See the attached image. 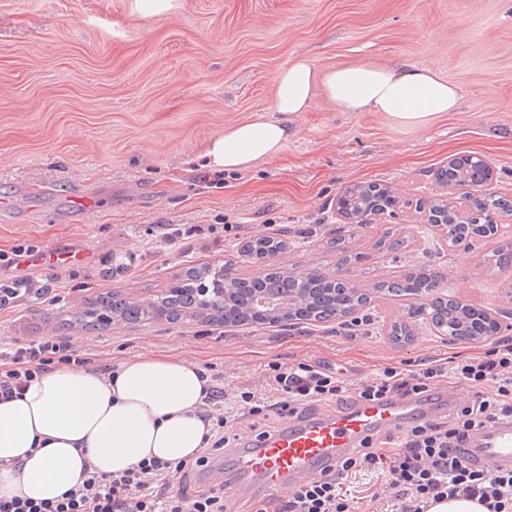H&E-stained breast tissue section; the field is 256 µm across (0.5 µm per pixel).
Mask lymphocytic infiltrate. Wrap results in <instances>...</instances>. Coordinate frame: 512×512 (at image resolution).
<instances>
[{"label": "lymphocytic infiltrate", "mask_w": 512, "mask_h": 512, "mask_svg": "<svg viewBox=\"0 0 512 512\" xmlns=\"http://www.w3.org/2000/svg\"><path fill=\"white\" fill-rule=\"evenodd\" d=\"M85 366L82 356L62 339L13 342L0 350V396L20 391L52 363ZM272 394L252 391L226 403L223 389L212 388L206 418L211 421L213 450L223 449L227 436L244 420L275 414L297 416L319 403L377 402L389 398L431 395L437 386L461 384L472 398L462 408L412 425L397 435L364 442L336 473H325L277 500L273 512H355L343 490L349 471L382 472L395 492V512H426L429 502L450 497L477 499L486 512H512V470L474 469L458 450L468 435L484 425L512 418V336L494 338L484 355L466 360L451 356L421 363L418 369L386 368L356 383L338 370L300 363L280 370ZM190 466L159 460L142 461L105 478L86 469L81 485L55 501L34 502L0 497V512H226L222 489H193Z\"/></svg>", "instance_id": "obj_1"}]
</instances>
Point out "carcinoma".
Listing matches in <instances>:
<instances>
[{"label": "carcinoma", "instance_id": "obj_1", "mask_svg": "<svg viewBox=\"0 0 512 512\" xmlns=\"http://www.w3.org/2000/svg\"><path fill=\"white\" fill-rule=\"evenodd\" d=\"M441 178L449 188L467 186L475 191L481 190V178L470 167L458 161L440 171ZM388 197L395 196V189L389 186L375 184H356L352 186L349 198L353 200L351 213L359 221L363 220L379 200V194ZM476 210L480 212L492 210L501 217L512 216V206L502 197L492 194L480 196ZM376 247L388 252H398L406 247V240L387 232ZM285 250L283 241L271 236L257 237L244 246V251L254 263L265 265L268 259ZM512 262V248L501 245L495 250L491 265L499 271L509 269ZM446 274L436 268H420L408 271L394 280L382 281L375 285L378 292L392 297L423 296L431 298L435 318L441 323H447L448 331L458 336H469L472 325L477 323L479 315L474 310L462 308L454 300L444 298L440 290L443 288ZM327 273L313 269L301 278L293 277L285 272H268L260 277L243 278L232 273L231 264H204L188 268L177 283L159 296L151 297L139 303L128 302L119 296L99 297L91 303L84 313L56 323L59 330H68L80 325L87 329L96 324L118 322L122 324H138L147 321L178 322L186 317H202L208 321L221 322L224 320L226 304L222 299L213 297L209 302L202 301L198 294L200 288H230L232 302L237 309L249 311V298L256 291L270 295L278 300H287L298 289L305 288L311 295L313 306L300 311V319L316 322L331 320L355 319L358 313L368 303L366 296H350L338 291L332 292L329 287Z\"/></svg>", "mask_w": 512, "mask_h": 512}]
</instances>
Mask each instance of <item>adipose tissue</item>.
Wrapping results in <instances>:
<instances>
[{
    "label": "adipose tissue",
    "mask_w": 512,
    "mask_h": 512,
    "mask_svg": "<svg viewBox=\"0 0 512 512\" xmlns=\"http://www.w3.org/2000/svg\"><path fill=\"white\" fill-rule=\"evenodd\" d=\"M322 91L346 112H379L419 128L455 111L458 85L425 66H341L289 62L276 77L274 113L233 124L206 153L215 170L245 171L279 154L292 119ZM212 382L189 363L142 356L109 370L59 365L18 397L0 398V496L55 500L83 481L84 463L113 476L151 458L199 455L211 428L204 407Z\"/></svg>",
    "instance_id": "adipose-tissue-1"
}]
</instances>
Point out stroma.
Masks as SVG:
<instances>
[{"mask_svg":"<svg viewBox=\"0 0 512 512\" xmlns=\"http://www.w3.org/2000/svg\"><path fill=\"white\" fill-rule=\"evenodd\" d=\"M295 58L321 69L404 62L433 69L461 88L457 111L421 128L375 112H344L316 94L293 118L294 137L274 158L243 173L204 167L201 155L226 127L271 115L275 77ZM478 155L496 171L488 190L512 194V0H0V285L16 276L15 247L82 241L90 260L34 268L48 285L0 307V342L55 335L54 316L84 311L117 292L138 302L166 292L188 267L235 259L237 275L258 269L238 253L245 240L288 244L277 265L353 278L370 294L371 334L336 325L224 330L200 318L136 328L112 324L68 337L94 366L169 355L216 377L219 387L264 393L274 366L302 360L341 369L352 381L432 356H476L486 344L451 343L415 321L394 344L388 329L409 302L374 292L375 282L431 265L443 291L508 310L503 282L484 260L500 239L448 250L430 234L418 200H433L436 171ZM398 192L394 215L347 228L352 256L328 248L336 200L349 186ZM98 191L84 223L68 195ZM171 224L207 229L206 246L162 242ZM406 237L400 254L376 248L386 232ZM383 474L349 475L359 512H386Z\"/></svg>","mask_w":512,"mask_h":512,"instance_id":"stroma-1","label":"stroma"}]
</instances>
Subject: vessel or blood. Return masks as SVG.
Wrapping results in <instances>:
<instances>
[{
	"mask_svg": "<svg viewBox=\"0 0 512 512\" xmlns=\"http://www.w3.org/2000/svg\"><path fill=\"white\" fill-rule=\"evenodd\" d=\"M460 392L449 390L430 400L393 399L358 403L348 411L309 420L285 419L278 431L239 436L224 455L235 463L237 476L225 483L232 502L251 501L262 508L267 497L301 485L327 467L339 468L361 441L382 433H398L438 407L455 405ZM473 468L512 470V419L473 432L459 450Z\"/></svg>",
	"mask_w": 512,
	"mask_h": 512,
	"instance_id": "obj_1",
	"label": "vessel or blood"
}]
</instances>
